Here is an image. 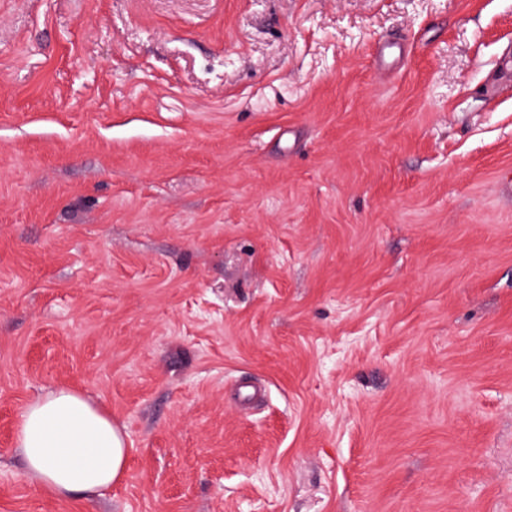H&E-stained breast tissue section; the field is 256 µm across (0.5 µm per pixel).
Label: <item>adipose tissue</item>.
Here are the masks:
<instances>
[{"mask_svg":"<svg viewBox=\"0 0 512 512\" xmlns=\"http://www.w3.org/2000/svg\"><path fill=\"white\" fill-rule=\"evenodd\" d=\"M28 471L52 494L91 498L125 475L122 431L79 392L57 389L28 402L16 430Z\"/></svg>","mask_w":512,"mask_h":512,"instance_id":"obj_1","label":"adipose tissue"}]
</instances>
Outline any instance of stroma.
Segmentation results:
<instances>
[{"label": "stroma", "mask_w": 512, "mask_h": 512, "mask_svg": "<svg viewBox=\"0 0 512 512\" xmlns=\"http://www.w3.org/2000/svg\"><path fill=\"white\" fill-rule=\"evenodd\" d=\"M510 54L512 0H0V512H512ZM60 387L90 500L15 446ZM16 441L27 470L58 497L92 498L125 475L124 434L73 390L28 402L18 417Z\"/></svg>", "instance_id": "1"}]
</instances>
